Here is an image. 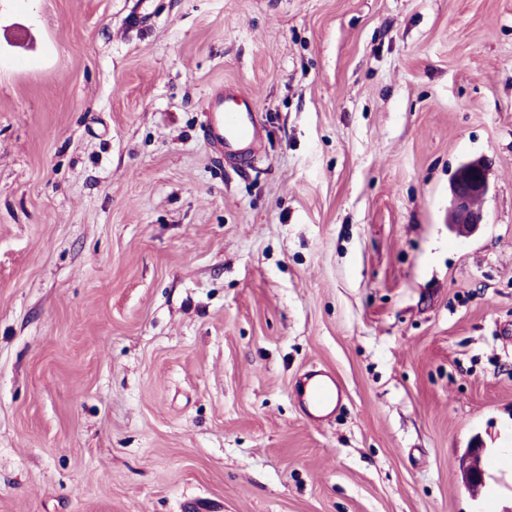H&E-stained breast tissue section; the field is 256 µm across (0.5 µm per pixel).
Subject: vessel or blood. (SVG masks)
Listing matches in <instances>:
<instances>
[{"label":"vessel or blood","mask_w":512,"mask_h":512,"mask_svg":"<svg viewBox=\"0 0 512 512\" xmlns=\"http://www.w3.org/2000/svg\"><path fill=\"white\" fill-rule=\"evenodd\" d=\"M206 130L217 151L232 160H247L261 141V123L257 113L241 110L235 94L215 91L205 103ZM342 394L340 385L328 372H308L296 396L306 416L320 423L336 411Z\"/></svg>","instance_id":"obj_1"}]
</instances>
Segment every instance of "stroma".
<instances>
[{
    "label": "stroma",
    "mask_w": 512,
    "mask_h": 512,
    "mask_svg": "<svg viewBox=\"0 0 512 512\" xmlns=\"http://www.w3.org/2000/svg\"><path fill=\"white\" fill-rule=\"evenodd\" d=\"M144 8L0 0V512H512V0ZM235 94L213 92L205 103L206 130L213 146L232 160H247L261 141L258 114L238 107ZM486 169L482 160L463 164L450 186L449 223L460 235L472 233L482 223L483 215L475 208L478 198L488 193ZM341 394L342 388L336 379L322 370L308 372L296 391L304 413L316 423L324 422L336 412Z\"/></svg>",
    "instance_id": "1"
}]
</instances>
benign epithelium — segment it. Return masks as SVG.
Returning <instances> with one entry per match:
<instances>
[{
    "mask_svg": "<svg viewBox=\"0 0 512 512\" xmlns=\"http://www.w3.org/2000/svg\"><path fill=\"white\" fill-rule=\"evenodd\" d=\"M488 193V180L484 162L473 160L463 164L450 186L449 223L460 235L473 232L482 223L483 215L475 208L477 199Z\"/></svg>",
    "mask_w": 512,
    "mask_h": 512,
    "instance_id": "obj_1",
    "label": "benign epithelium"
}]
</instances>
